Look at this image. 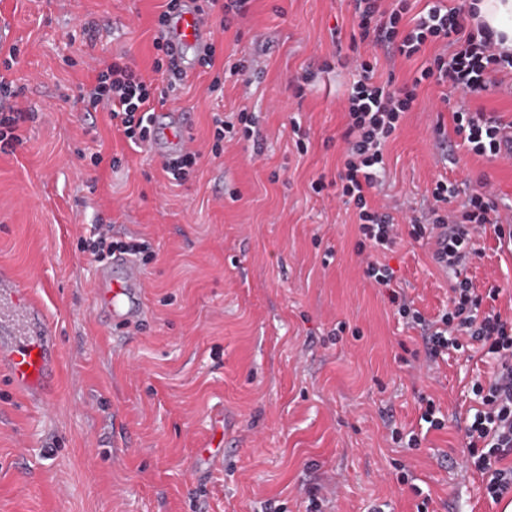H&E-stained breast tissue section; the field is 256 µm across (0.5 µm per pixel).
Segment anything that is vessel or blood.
I'll return each instance as SVG.
<instances>
[{
    "mask_svg": "<svg viewBox=\"0 0 512 512\" xmlns=\"http://www.w3.org/2000/svg\"><path fill=\"white\" fill-rule=\"evenodd\" d=\"M168 36L183 52H204L213 25L203 0H188ZM152 126L147 148L155 157L166 161L191 149L190 116L182 109L155 110ZM95 288L106 321L128 324L145 315V277L135 258L115 254ZM59 355L58 338L46 324L41 305L19 287L12 272L0 269V377L20 396L49 403L59 376Z\"/></svg>",
    "mask_w": 512,
    "mask_h": 512,
    "instance_id": "1",
    "label": "vessel or blood"
}]
</instances>
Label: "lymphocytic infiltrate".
Listing matches in <instances>:
<instances>
[{
  "instance_id": "1",
  "label": "lymphocytic infiltrate",
  "mask_w": 512,
  "mask_h": 512,
  "mask_svg": "<svg viewBox=\"0 0 512 512\" xmlns=\"http://www.w3.org/2000/svg\"><path fill=\"white\" fill-rule=\"evenodd\" d=\"M352 2L360 43L398 53L408 60H422L411 81L397 89L376 81L375 61L361 60L345 101L346 147L338 173L339 197L358 210L361 243L382 252L391 249L405 231L392 216L372 210L367 195L376 188L378 171L384 166L382 148L406 113L413 110L419 87L426 81L446 83L465 96V103L453 111L452 121L455 135L470 152L489 160L511 155L507 124L480 105L479 99L496 84L498 74L512 73V55L496 52L474 12L446 6L442 0L426 5L407 30L402 22L410 10L408 0ZM180 6L181 0H166L156 20L153 70L164 78L165 89H158L129 64L115 61L96 68L93 82L83 86L76 98L82 111L108 113L113 128L132 144L147 141L152 104L164 102L169 91L184 79L163 36ZM435 44L440 45V52L427 55V47ZM457 194L453 184L436 181L426 208L410 218V229L405 233L416 240H432L435 263L462 272L477 254V236L491 232L499 243L512 245V219L501 216L489 189L471 193L458 212L448 207ZM364 273L376 287L387 289L388 299L400 317L422 328L429 365H437L449 351L466 352L475 343L494 355L496 371L488 380L475 381L471 386L480 407L465 419L464 467L481 478L484 493L492 502L512 497V318L482 308L484 299H497L498 290L479 294L471 281L462 277L451 288L448 310L431 321L393 289L395 275L386 264L368 261Z\"/></svg>"
}]
</instances>
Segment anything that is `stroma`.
Returning <instances> with one entry per match:
<instances>
[{
	"mask_svg": "<svg viewBox=\"0 0 512 512\" xmlns=\"http://www.w3.org/2000/svg\"><path fill=\"white\" fill-rule=\"evenodd\" d=\"M163 3L0 0V26L19 49L7 77L22 90L17 107L36 115L23 144L0 152V267L43 302L61 344L49 404L0 385V512H305L313 489L321 512H417L424 491L429 512H503L463 467L469 387L491 361L453 353L427 368L420 328L366 278L354 210L336 197L353 67L320 65L337 51L332 32L346 42L356 28L351 0H250L230 29L215 26L214 67H195L167 100L190 112L200 154L179 185L147 149L128 148L107 113L74 104L93 76L87 56L122 55L150 73ZM248 56L260 61L249 82L222 77ZM460 102L448 86L423 84L386 143L372 203L399 224L441 178L461 192L453 206L486 177L501 212L512 210V157L451 149L433 132L451 126ZM243 109L260 138L213 154V115ZM294 118L307 152L296 149ZM321 175L328 186L313 193ZM99 224L156 254L142 326L113 332L98 314L100 263L77 240ZM476 248L467 277L479 292L499 289L497 308L512 310V252L490 234ZM433 250L405 236L378 257L430 319L454 281ZM423 395L440 401L447 425L409 449L390 430L417 427ZM207 438L224 467L196 478Z\"/></svg>",
	"mask_w": 512,
	"mask_h": 512,
	"instance_id": "1",
	"label": "stroma"
}]
</instances>
